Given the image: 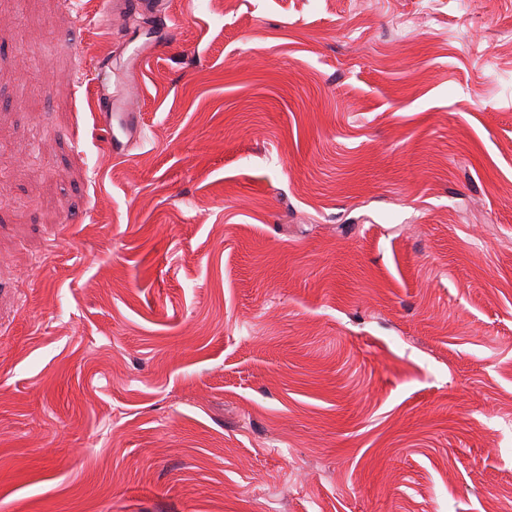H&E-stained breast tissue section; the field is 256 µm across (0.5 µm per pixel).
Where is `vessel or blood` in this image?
<instances>
[{
    "label": "vessel or blood",
    "instance_id": "1",
    "mask_svg": "<svg viewBox=\"0 0 512 512\" xmlns=\"http://www.w3.org/2000/svg\"><path fill=\"white\" fill-rule=\"evenodd\" d=\"M106 8L124 14H150L158 9L157 0H105ZM96 118L106 135L110 153L124 154L129 144L142 135L141 114L129 98L116 97L112 91V62L101 60L95 77Z\"/></svg>",
    "mask_w": 512,
    "mask_h": 512
}]
</instances>
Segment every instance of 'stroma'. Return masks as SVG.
Listing matches in <instances>:
<instances>
[{
  "instance_id": "35a3bbf8",
  "label": "stroma",
  "mask_w": 512,
  "mask_h": 512,
  "mask_svg": "<svg viewBox=\"0 0 512 512\" xmlns=\"http://www.w3.org/2000/svg\"><path fill=\"white\" fill-rule=\"evenodd\" d=\"M164 2L0 0V512H512V0ZM106 14L105 23L107 27L112 25V10L119 13L129 14L130 12L141 14H152L158 11L160 6L154 0H105ZM93 81L96 118L106 134L108 151L123 155L129 144L142 135L141 113L132 98H117L112 93V58L100 61Z\"/></svg>"
}]
</instances>
